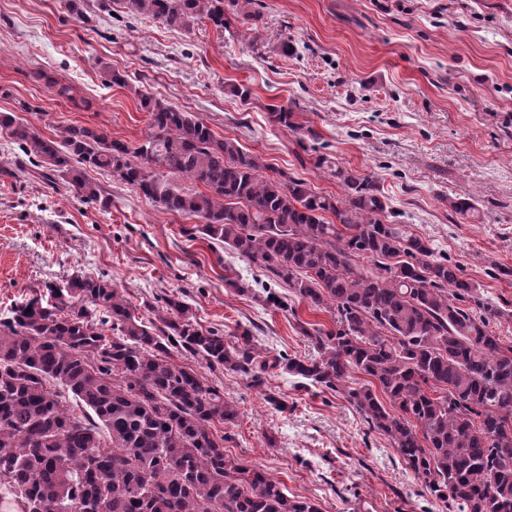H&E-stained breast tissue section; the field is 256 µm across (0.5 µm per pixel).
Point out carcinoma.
<instances>
[{
	"label": "carcinoma",
	"mask_w": 512,
	"mask_h": 512,
	"mask_svg": "<svg viewBox=\"0 0 512 512\" xmlns=\"http://www.w3.org/2000/svg\"><path fill=\"white\" fill-rule=\"evenodd\" d=\"M122 2L173 29L203 17L224 27V0ZM38 78L77 102L72 86ZM141 104L152 133L136 148L83 126L45 138L1 112L0 130L24 157L1 164L0 177L30 166L107 210L111 197L85 167L107 169L163 211L204 221L207 237L334 315L336 329L302 325L316 355L269 362L249 329L228 343L175 295L147 320L102 277L77 273L47 286V298L29 294L0 316V507L321 512L224 453L213 428L233 422L236 407L191 358L256 385L282 369L339 392L448 512H512V447L501 444L512 439V338L493 329L506 314L464 306L478 286L429 240L383 221L386 203L369 181L345 177L353 195L340 206L199 117L157 97ZM176 178L204 190L179 189ZM355 372L366 383L350 386Z\"/></svg>",
	"instance_id": "obj_1"
}]
</instances>
